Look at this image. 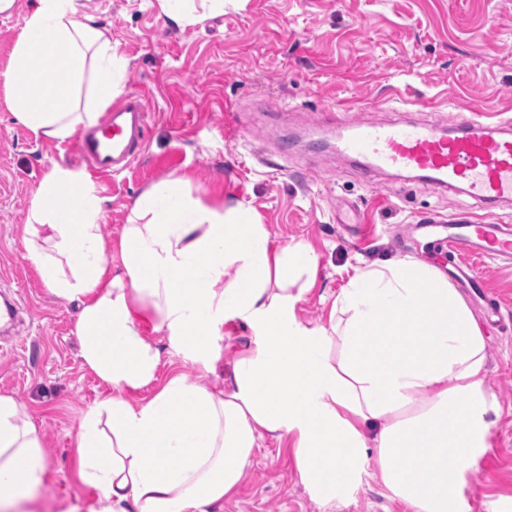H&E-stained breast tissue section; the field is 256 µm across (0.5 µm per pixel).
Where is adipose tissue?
<instances>
[{
    "label": "adipose tissue",
    "instance_id": "ef3b65f1",
    "mask_svg": "<svg viewBox=\"0 0 512 512\" xmlns=\"http://www.w3.org/2000/svg\"><path fill=\"white\" fill-rule=\"evenodd\" d=\"M232 0H155L186 28ZM75 0H35L5 85L14 117L35 139L90 128L124 91L127 59ZM105 199L83 171L54 166L32 193L27 221L47 247L29 259L57 297L78 302L75 333L86 365L113 395L83 416L77 474L98 492L90 512H214L243 481L263 437L292 443L300 480L355 490L377 467L411 512H462L461 491L489 447L497 401L485 385L484 332L433 265L384 261L357 268L327 324L296 308L318 256L306 242L273 248L253 208L211 205L171 175L134 201L119 240L122 266L105 264ZM214 370L212 341L228 323L253 332L223 389L173 374L149 399L160 350ZM47 471L34 426L0 396V512H28Z\"/></svg>",
    "mask_w": 512,
    "mask_h": 512
}]
</instances>
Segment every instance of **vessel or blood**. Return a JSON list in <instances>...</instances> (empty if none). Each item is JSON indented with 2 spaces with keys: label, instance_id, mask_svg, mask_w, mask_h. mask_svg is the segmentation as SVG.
Returning <instances> with one entry per match:
<instances>
[{
  "label": "vessel or blood",
  "instance_id": "1",
  "mask_svg": "<svg viewBox=\"0 0 512 512\" xmlns=\"http://www.w3.org/2000/svg\"><path fill=\"white\" fill-rule=\"evenodd\" d=\"M146 117L143 99L128 95L105 113L95 129L76 138V160L104 176L129 167L144 148ZM456 126L455 134L446 135L436 122H340L336 147L364 159L369 167L412 173L417 185L430 190L458 188L485 204L512 202V125L482 124L463 115ZM422 222L443 235L452 251L512 259V224L470 212L445 219L426 216Z\"/></svg>",
  "mask_w": 512,
  "mask_h": 512
}]
</instances>
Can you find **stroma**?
Returning a JSON list of instances; mask_svg holds the SVG:
<instances>
[{"label": "stroma", "instance_id": "35a3bbf8", "mask_svg": "<svg viewBox=\"0 0 512 512\" xmlns=\"http://www.w3.org/2000/svg\"><path fill=\"white\" fill-rule=\"evenodd\" d=\"M125 56L126 92L148 113L139 159L96 187L108 203L101 223L108 265L135 198L168 175H186L212 205L248 203L273 246L310 243L318 255L313 287L298 303L308 326L327 323L336 293L356 268L420 259L451 266L445 243L417 230L419 217L481 211L463 192L431 191L407 175L364 178L337 155L327 115L388 122L401 116L452 126L460 114L485 123L512 119V0H245L187 28L159 17L146 0H78ZM0 82V302L15 307L0 323V395L14 398L47 452L35 512H89L97 492L80 482L75 439L85 412L110 393L80 357L76 304L42 283L28 258L25 223L32 191L54 165H70L69 142L34 140L13 115ZM243 129L224 130L225 109ZM501 314L468 305L486 338V383L499 404L490 414L491 446L463 495L470 512H501L512 502V266L471 253ZM144 336L163 354L153 385L124 391L149 399L176 372L220 390L251 330L224 327L207 373L165 353L151 327ZM221 512H408L389 498L376 468L347 495L320 494L297 474L289 441L263 439L245 478Z\"/></svg>", "mask_w": 512, "mask_h": 512}]
</instances>
